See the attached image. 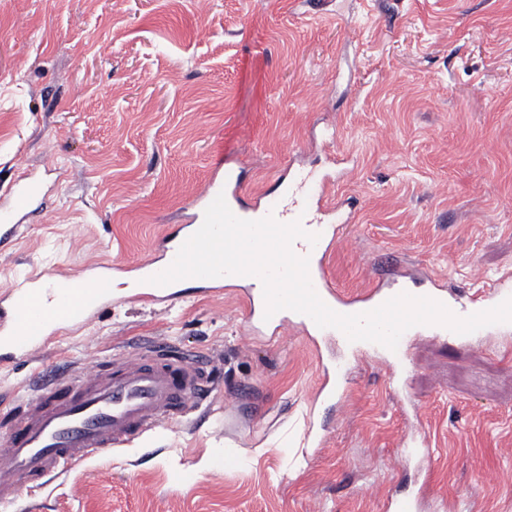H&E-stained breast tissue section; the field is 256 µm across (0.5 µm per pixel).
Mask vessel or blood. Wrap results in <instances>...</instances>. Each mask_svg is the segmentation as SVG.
Masks as SVG:
<instances>
[{
  "label": "vessel or blood",
  "mask_w": 512,
  "mask_h": 512,
  "mask_svg": "<svg viewBox=\"0 0 512 512\" xmlns=\"http://www.w3.org/2000/svg\"><path fill=\"white\" fill-rule=\"evenodd\" d=\"M215 174L192 199L199 205L196 221H203V208L217 195H224L232 212L243 219L274 216L281 223L300 222L318 243L300 238L294 241L297 255L308 257L312 285L334 311L358 314L382 305L400 294L394 268L380 271L377 285L352 297L335 289L325 265V241L333 240L344 223L346 200L325 202L322 195L306 188L304 181L289 185L286 194L258 202L241 201L243 188L239 169L214 162ZM41 195L40 185L26 181L0 202V243L18 232L21 219L31 215ZM177 246L167 245L161 259L140 264V281L133 297L145 303H159L179 295L176 284H151V276L173 262ZM511 274H504L488 289L471 295L467 302L449 301L440 285L423 289V296L447 304L455 315L465 317L493 308L506 300ZM108 275L51 279L32 277L18 282L0 295V364L13 362L39 351L58 335L65 323H76L111 301ZM248 323L252 333L282 334L291 318L285 312L265 317L263 298L248 295ZM412 327L402 334L396 350H384L390 372L402 365L410 337L420 334ZM218 383L215 364L207 356L185 353L155 337L140 339L136 352L96 360L90 367L35 387L15 416L7 447L0 449V506H12L20 490L37 494L51 475L67 472L112 450L129 445L159 425L180 422L208 401Z\"/></svg>",
  "instance_id": "1"
}]
</instances>
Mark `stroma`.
I'll use <instances>...</instances> for the list:
<instances>
[{"instance_id": "obj_1", "label": "stroma", "mask_w": 512, "mask_h": 512, "mask_svg": "<svg viewBox=\"0 0 512 512\" xmlns=\"http://www.w3.org/2000/svg\"><path fill=\"white\" fill-rule=\"evenodd\" d=\"M355 164L327 259L348 295L382 262L462 299L512 271V0H0V195L41 182V214L0 247V293L36 274L159 257L214 160L246 193ZM246 286L147 305L115 295L0 368L11 400L43 366L133 352L144 336L214 356L189 422L49 477L10 512H512V331L425 333L390 377L375 354L299 325L248 331ZM350 375L322 387L332 362ZM212 459L200 469L203 459Z\"/></svg>"}]
</instances>
